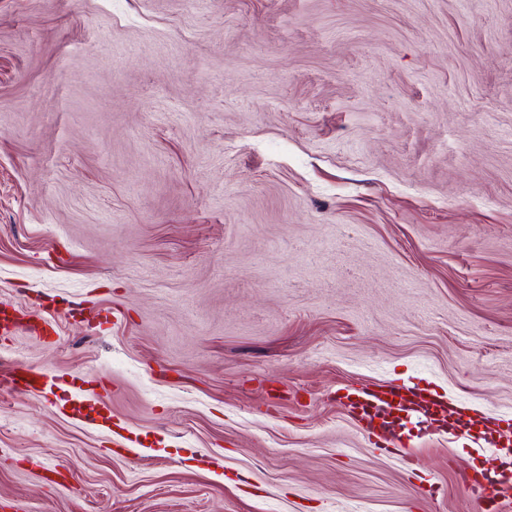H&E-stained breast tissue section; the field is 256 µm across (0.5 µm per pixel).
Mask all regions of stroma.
Segmentation results:
<instances>
[{"label": "stroma", "instance_id": "35a3bbf8", "mask_svg": "<svg viewBox=\"0 0 512 512\" xmlns=\"http://www.w3.org/2000/svg\"><path fill=\"white\" fill-rule=\"evenodd\" d=\"M2 306L0 512H476L338 398L512 419V0H0Z\"/></svg>", "mask_w": 512, "mask_h": 512}]
</instances>
